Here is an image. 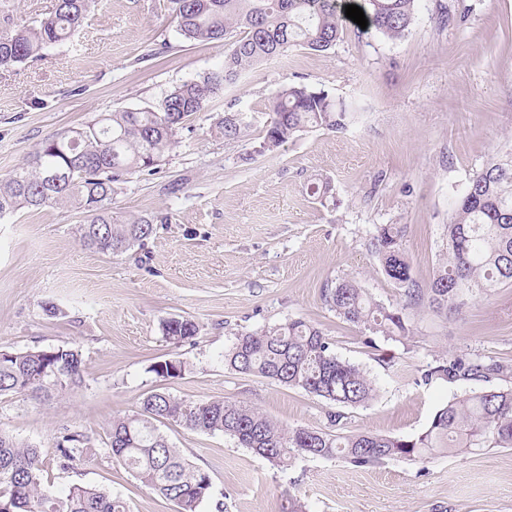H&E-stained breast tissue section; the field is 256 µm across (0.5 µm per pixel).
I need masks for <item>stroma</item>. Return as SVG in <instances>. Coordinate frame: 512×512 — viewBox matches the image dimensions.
I'll return each mask as SVG.
<instances>
[{"label":"stroma","instance_id":"stroma-1","mask_svg":"<svg viewBox=\"0 0 512 512\" xmlns=\"http://www.w3.org/2000/svg\"><path fill=\"white\" fill-rule=\"evenodd\" d=\"M222 56L179 34L167 0H96L72 42L0 69V179L45 139L155 104ZM289 83L352 103L354 121L257 154L269 99ZM224 112L241 115L238 140L213 131ZM177 139L155 172L129 175L113 199L116 215L154 221L152 235L123 254L81 246L84 215L70 207L0 220V351L74 344L83 355L81 388L41 401L0 397V428L40 449L53 490L96 486L127 512H176L103 450L112 418L136 414L156 390L188 402L237 401L287 429L413 437L474 388L425 383L427 366L456 355L512 357V287L468 300L458 317L408 311L412 332L397 341L368 337L323 300L324 289L353 277L382 304L399 302L371 246L381 224L405 225L420 284L443 261L456 197L512 150V0H417L401 39L350 25L329 53L289 48L245 71ZM318 176L332 181L336 204L312 196ZM179 316L199 333L174 344L162 322ZM297 318L323 328L336 355L378 388L367 406L344 409L339 425L330 423L334 405L224 364L239 333ZM170 357L184 362L181 376L151 373ZM67 429L100 453L64 472L55 454ZM159 429L211 477L199 512H512V449L364 467L296 456L278 466L221 432L171 421Z\"/></svg>","mask_w":512,"mask_h":512}]
</instances>
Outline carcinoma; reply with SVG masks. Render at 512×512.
<instances>
[{"label": "carcinoma", "instance_id": "obj_1", "mask_svg": "<svg viewBox=\"0 0 512 512\" xmlns=\"http://www.w3.org/2000/svg\"><path fill=\"white\" fill-rule=\"evenodd\" d=\"M417 0H169L179 34L224 49L220 65L199 81L183 83L155 106L127 108L46 139L27 166L0 181V219L22 208L72 206L84 214L79 225L82 246L118 254L148 238L154 230L147 217L113 216L115 186L137 172L158 168L177 144V134L227 85L238 83L253 65L277 57L293 46L316 52L331 50L349 22L345 6L363 9L368 26L397 40L415 20ZM92 0H56L36 24L11 28L9 16L0 29V68L23 63L71 38L83 26ZM240 36L224 43L227 32ZM272 118L255 152L275 153L299 133L318 128L343 132L351 124L350 104L322 89L302 84L279 88L269 103ZM226 140L242 133L237 113L216 119ZM56 171L68 180L52 183ZM311 193L320 202L335 199L334 185L316 178ZM404 225L380 224L373 237L381 271L402 290L403 302L386 307L369 296L354 278L324 290L327 306L342 321L389 339L410 333L406 310L425 307L458 314L468 297L491 298L512 285V151L489 162L461 195L447 224L446 260L424 286L413 278L404 248ZM164 336L185 342L198 325L184 318L163 321ZM224 364L243 374L270 378L299 388L338 407L365 406L376 396L373 381L359 367L338 357L329 337L315 324L290 319L246 332L224 354ZM174 357L157 361L150 372L175 378L184 372ZM512 375V359L484 363L463 356L441 358L423 380L486 381ZM82 353L76 346L6 353L0 361V396L45 397L81 387ZM173 421L190 431L222 432L243 448L279 465L292 455L332 459L357 466L384 460L427 462L480 448H512V387L483 388L454 398L439 408L429 426L414 437H391L360 431L335 434L311 428L284 429L256 410L231 401L185 402L163 391L148 394L140 412L112 419L107 446L112 458L140 482L174 502L178 512H197L211 496L209 474L187 462L156 423ZM98 449L90 438L65 432L56 448L59 469L91 462ZM0 512H126L123 501L93 486H72L58 493L44 486L39 448L0 429Z\"/></svg>", "mask_w": 512, "mask_h": 512}]
</instances>
